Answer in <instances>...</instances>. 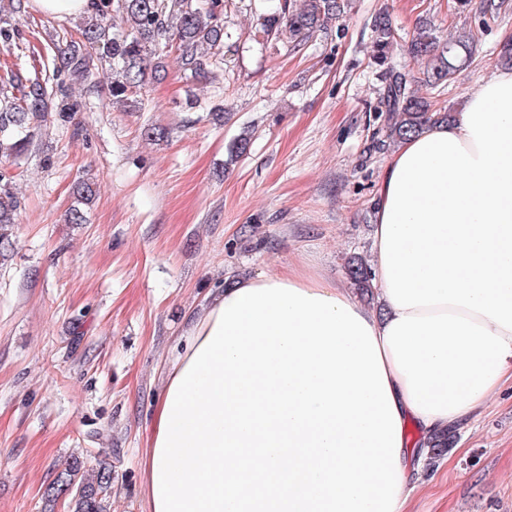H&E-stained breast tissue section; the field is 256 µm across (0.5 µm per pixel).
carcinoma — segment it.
<instances>
[{"label":"carcinoma","instance_id":"1","mask_svg":"<svg viewBox=\"0 0 512 512\" xmlns=\"http://www.w3.org/2000/svg\"><path fill=\"white\" fill-rule=\"evenodd\" d=\"M11 8L0 9V38L11 37L12 18L24 12V0H10ZM92 14L77 29L57 56V69L74 79H86L101 72L109 82L112 98L129 100V92L142 85L151 67L147 45H171L185 79L207 82L213 75V57L232 39L224 27L222 0H94ZM122 13L126 27L112 24L111 8ZM350 0H276L269 10L256 16L254 36L273 49L299 50L315 33L347 16ZM375 64L382 84V108L386 112L381 149L418 134L432 125L448 122L450 113L412 89L403 68L390 60L389 49L396 40L393 20L385 12L372 21ZM476 50L472 33L441 39L432 28L421 25L407 44L408 57L421 64L416 82L430 88L445 84L465 65ZM60 98L59 111L77 112L82 104L71 99L69 86L61 82L50 89L39 79L11 74L0 79V162L19 166L28 147L31 125L45 120L53 97ZM14 175L0 171V252L13 246L9 226L17 223L21 200L13 190ZM100 186L91 177L78 181L73 193L78 206L67 214L69 224L84 222L82 207L93 202ZM346 274L361 291H369L372 268L359 256L346 262ZM457 428L435 433L427 440L429 464L444 456L456 442ZM112 484V469L101 466L91 471L75 459L61 470L44 495L53 503L70 497L72 512H109L105 491Z\"/></svg>","mask_w":512,"mask_h":512}]
</instances>
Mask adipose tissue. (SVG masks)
<instances>
[{"instance_id": "obj_1", "label": "adipose tissue", "mask_w": 512, "mask_h": 512, "mask_svg": "<svg viewBox=\"0 0 512 512\" xmlns=\"http://www.w3.org/2000/svg\"><path fill=\"white\" fill-rule=\"evenodd\" d=\"M378 308L280 271L210 293L142 459L147 512H409L422 438L512 383V68L387 160Z\"/></svg>"}]
</instances>
